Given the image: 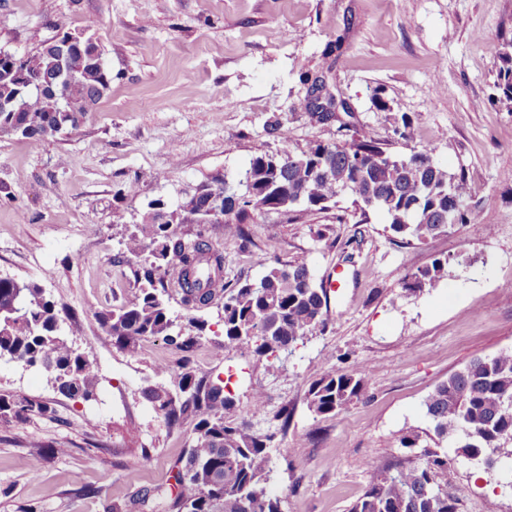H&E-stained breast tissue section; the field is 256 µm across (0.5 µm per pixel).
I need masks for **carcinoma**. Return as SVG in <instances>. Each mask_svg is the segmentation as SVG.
Instances as JSON below:
<instances>
[{
	"label": "carcinoma",
	"mask_w": 512,
	"mask_h": 512,
	"mask_svg": "<svg viewBox=\"0 0 512 512\" xmlns=\"http://www.w3.org/2000/svg\"><path fill=\"white\" fill-rule=\"evenodd\" d=\"M496 87L501 99L512 103V39L499 52ZM30 74H48L53 60L43 47L17 57H0V99L19 95L26 111L0 112V135L11 134L19 123L27 125L22 137L32 146L46 139V128L60 118L59 99L37 91L28 92L10 78L13 68ZM62 96L76 103H98L112 83V72L74 59ZM295 108L310 113L319 122L335 118L321 112L307 96ZM244 174L250 180V199L229 204L224 223L231 232L245 235L244 224L252 215L278 208L290 211L296 205L307 211L329 207L347 192L362 216L379 211L387 219L393 238L422 242L455 224H473L477 210L462 206L466 184L461 174L448 171L433 159V148L412 146L391 156L379 143L359 137L351 143L316 142L299 153L285 146L277 155L254 157ZM213 189L204 186L182 206L169 212L164 224L142 223L122 241L124 253L144 259L135 271L138 283L134 299L117 310L98 313L110 336L125 347H134L151 337L191 353L206 330V322L188 318L195 333L174 331L168 309L169 289L180 295L187 310L210 305L224 296V350L251 351L258 356L288 352L296 341L328 325L325 288L314 283L307 262L274 264L251 283L224 282V256L202 239L201 232L178 235L175 224H196V212ZM448 259H435L424 269L404 279L410 294L441 280ZM29 313L14 318L11 312L19 298ZM61 310L35 282L0 279V360L43 369L54 366L59 391L83 401L96 395L99 375L90 358L77 352L59 334ZM226 378L199 376L184 359L177 373V392L160 386L147 392L153 408L171 426L195 422L194 440L185 463L175 465L162 512H281V500L268 486L266 453L269 438L235 424L236 408ZM366 388L359 373L338 369L322 372L311 382L309 406L320 415H338ZM429 426L399 439V447H441L448 436L459 434L463 448L475 457L487 448L502 459L512 458V353L478 357L465 369L439 383L424 401ZM29 412L50 413L47 405L27 397L0 395V419L20 418ZM448 454L429 453L424 462L395 471L376 470V475L351 512H457L458 499L448 494L445 477Z\"/></svg>",
	"instance_id": "1"
}]
</instances>
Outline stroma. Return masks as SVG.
<instances>
[{"instance_id":"35a3bbf8","label":"stroma","mask_w":512,"mask_h":512,"mask_svg":"<svg viewBox=\"0 0 512 512\" xmlns=\"http://www.w3.org/2000/svg\"><path fill=\"white\" fill-rule=\"evenodd\" d=\"M92 35L112 70L107 94L71 134L32 147L0 136V277L34 281L62 311V332L97 363L84 402L36 368L0 361V395L47 403L0 424V512H150L141 497L167 485L193 425H168L146 397L174 388L182 354L162 338L114 344L96 314L136 293L135 260L118 241L151 200H180L283 144L345 143L365 135L388 152L431 146L464 174L480 221L410 244L349 196L317 213L255 214L245 234L221 222L179 224L224 255L227 282L257 281L271 264L306 260L329 293V322L287 360L217 356L223 299L198 311L207 329L191 354L200 374L233 371V419L271 436L269 486L282 512H350L375 466L420 462L402 448L427 428L423 403L474 358L512 352V104L494 86L512 0H0V50L23 56L59 26ZM325 76L349 106L319 123L295 104L301 74ZM407 115L411 137L395 132ZM137 194L123 195L133 179ZM448 258L439 283L407 294L405 275ZM170 370L157 375V366ZM365 373L364 395L338 416L309 408L316 375ZM266 401L252 413L254 392ZM460 437L445 442L458 512H512V474L485 471Z\"/></svg>"}]
</instances>
